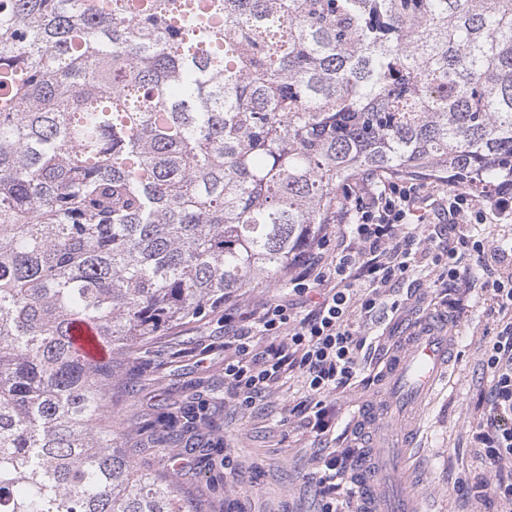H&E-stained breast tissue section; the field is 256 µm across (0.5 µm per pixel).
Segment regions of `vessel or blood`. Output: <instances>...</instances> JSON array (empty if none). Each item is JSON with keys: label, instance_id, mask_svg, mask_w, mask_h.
<instances>
[{"label": "vessel or blood", "instance_id": "vessel-or-blood-1", "mask_svg": "<svg viewBox=\"0 0 512 512\" xmlns=\"http://www.w3.org/2000/svg\"><path fill=\"white\" fill-rule=\"evenodd\" d=\"M92 328L80 325L76 331L75 347L86 359H101L106 350L91 339ZM407 349L389 358L385 372L389 391L384 401L366 410L364 419L375 426L371 444L391 449L390 468L393 481H384L373 459H366L359 472L360 499L371 512H412L415 492L400 480L403 467V445L413 440L408 424L415 404L422 400L431 386L441 377L448 364V318H423L409 331Z\"/></svg>", "mask_w": 512, "mask_h": 512}]
</instances>
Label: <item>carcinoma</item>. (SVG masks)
I'll list each match as a JSON object with an SVG mask.
<instances>
[{
    "mask_svg": "<svg viewBox=\"0 0 512 512\" xmlns=\"http://www.w3.org/2000/svg\"><path fill=\"white\" fill-rule=\"evenodd\" d=\"M366 170L512 179V0H0V512H205L112 385ZM75 336H79L75 341V348L83 358L95 361L101 359L106 354V349L103 345L94 340L93 342L86 340L88 336H94L93 329L88 325H80L75 331Z\"/></svg>",
    "mask_w": 512,
    "mask_h": 512,
    "instance_id": "carcinoma-1",
    "label": "carcinoma"
}]
</instances>
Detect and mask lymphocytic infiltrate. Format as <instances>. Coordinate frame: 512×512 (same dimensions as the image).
<instances>
[{
	"label": "lymphocytic infiltrate",
	"instance_id": "1",
	"mask_svg": "<svg viewBox=\"0 0 512 512\" xmlns=\"http://www.w3.org/2000/svg\"><path fill=\"white\" fill-rule=\"evenodd\" d=\"M438 216L448 221V244L440 249L431 247L426 233ZM511 223L512 182L506 180L474 192L362 174L347 189L335 223L321 225L316 243L296 257L287 295L246 312L234 353L224 361L231 398L252 405L283 374L299 373L307 392L304 424L316 435L328 434L337 423L333 396L353 385L362 370L364 320L389 302L390 291L410 272L440 267L456 282L461 266L476 267L486 273L484 288L504 316L480 354L490 376L473 433L485 463L480 486L512 505V248L474 238L468 230L472 224ZM295 297L305 299L306 314L294 312ZM262 336L269 345L260 346ZM354 465L350 448L322 455L321 512H350L336 481Z\"/></svg>",
	"mask_w": 512,
	"mask_h": 512
}]
</instances>
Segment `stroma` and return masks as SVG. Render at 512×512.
Here are the masks:
<instances>
[{
	"label": "stroma",
	"mask_w": 512,
	"mask_h": 512,
	"mask_svg": "<svg viewBox=\"0 0 512 512\" xmlns=\"http://www.w3.org/2000/svg\"><path fill=\"white\" fill-rule=\"evenodd\" d=\"M286 291L283 282L247 288L225 308L166 331L128 363L126 378L137 390L116 393L112 412L128 433L125 445L138 466L158 467L152 423L159 410L192 399L216 415L213 430L202 431L201 441L220 439L225 445L220 453H191V468L180 473L185 489L202 500L208 512H321L320 457L329 448L362 447L355 417L366 403L383 395L381 362L402 348L401 324L415 320L416 304L431 301L438 309L455 310L458 321L452 331L449 373L431 399L416 409L421 432L418 447L409 451L413 478L429 490V512H501V503L478 487L484 466L472 439L479 395L490 381L478 356L495 338L498 324L482 281L471 280L462 290L425 271L401 280L392 297L410 301L411 310L396 312L385 306L365 321L362 331L369 346L360 354L362 379L337 395L336 428L321 437L300 424L297 407L305 390L298 374L279 379L248 407L231 399L224 387V343L230 335L225 317H239ZM464 484L471 489L465 497L458 492Z\"/></svg>",
	"instance_id": "1"
}]
</instances>
